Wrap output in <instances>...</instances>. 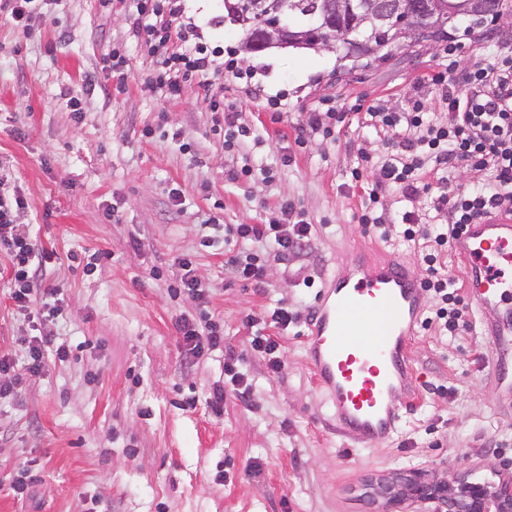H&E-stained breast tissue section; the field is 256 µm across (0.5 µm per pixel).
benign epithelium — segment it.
Segmentation results:
<instances>
[{"mask_svg": "<svg viewBox=\"0 0 512 512\" xmlns=\"http://www.w3.org/2000/svg\"><path fill=\"white\" fill-rule=\"evenodd\" d=\"M485 0H336V16L351 21L349 33L370 31L377 34L389 21H397L405 41L416 44L424 41L456 10L470 13ZM295 9V3L274 0L269 19L261 23L256 34H246L244 50L296 46L311 50H333L335 41L328 36H311L309 28L292 31L281 16ZM346 59H358L374 52L369 42L347 39ZM367 495L376 503L398 504L424 502L435 504V512H512V476L508 478L475 480L467 476L455 480L412 470L394 473L370 482Z\"/></svg>", "mask_w": 512, "mask_h": 512, "instance_id": "obj_1", "label": "benign epithelium"}]
</instances>
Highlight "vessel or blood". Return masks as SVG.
<instances>
[{
  "mask_svg": "<svg viewBox=\"0 0 512 512\" xmlns=\"http://www.w3.org/2000/svg\"><path fill=\"white\" fill-rule=\"evenodd\" d=\"M477 311L494 318L491 370L512 374V218L468 225L451 243ZM424 307L421 276L401 260H351L319 299L307 350L315 382L341 436L364 446L398 431L402 407L418 396L408 346Z\"/></svg>",
  "mask_w": 512,
  "mask_h": 512,
  "instance_id": "vessel-or-blood-1",
  "label": "vessel or blood"
}]
</instances>
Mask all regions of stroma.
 Masks as SVG:
<instances>
[{
	"label": "stroma",
	"mask_w": 512,
	"mask_h": 512,
	"mask_svg": "<svg viewBox=\"0 0 512 512\" xmlns=\"http://www.w3.org/2000/svg\"><path fill=\"white\" fill-rule=\"evenodd\" d=\"M11 8L0 0V194L26 200L16 221L53 254L44 283L59 288L66 314L43 328L69 355L27 377L19 342L31 323L10 298L11 258L0 250V353L25 379L0 405V512H377L366 483L398 471L512 474V380L493 377L491 338L473 312L461 335L424 326L414 337L421 398L392 440L354 446L333 429L309 370L307 316L354 246L415 265L422 246L381 242L358 222L368 184L350 172L360 152H379L375 136L351 124L332 141H295L321 98L399 111L412 93L430 96L425 78L448 44L465 66L512 51V17L489 32L452 28L436 42L344 61L336 51L243 53L224 0H185L184 21L232 64L224 108L259 135L251 160L275 173L244 182L204 89L169 99L147 82L153 59L132 38L123 0L107 10L98 0H32L20 21ZM115 48L126 57L119 75L104 67ZM275 95L287 111L268 108ZM285 199L312 224L310 249L270 262L263 287L234 279L224 263L239 246L225 225L279 221ZM186 253L211 288L207 310L240 359L250 401L225 384L223 352L184 357L176 318L200 308L168 286ZM283 304L302 321L267 327L281 346L274 372L251 351L243 319ZM218 386L220 418L207 402ZM25 470L35 482L22 499L13 483Z\"/></svg>",
	"instance_id": "1"
}]
</instances>
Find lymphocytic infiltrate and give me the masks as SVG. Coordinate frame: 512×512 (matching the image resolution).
Returning <instances> with one entry per match:
<instances>
[{
	"label": "lymphocytic infiltrate",
	"instance_id": "lymphocytic-infiltrate-1",
	"mask_svg": "<svg viewBox=\"0 0 512 512\" xmlns=\"http://www.w3.org/2000/svg\"><path fill=\"white\" fill-rule=\"evenodd\" d=\"M128 2L136 36L154 58L152 83L169 98L180 97L194 83L203 87L210 111L223 118L225 150L244 149L252 133L237 126L235 113L224 109V86L219 81L224 65L216 53L197 42L195 25L183 22L182 0ZM457 52V46H449L447 65L426 78L435 90V101L415 93L408 108L400 112L372 103L352 113L337 111L325 101L306 113L296 136L301 145L315 135L332 140L345 122L354 120L382 141L383 152L362 154L361 166L351 172L356 181L367 173L372 176L359 222L384 241L395 235L407 242L425 241L422 287L432 305L424 324L450 336L459 335L465 327V303L441 264L450 240L466 225L512 214V53L500 52L464 67ZM462 167L488 172L492 180L470 188L455 184L453 174ZM390 188L410 201L435 194L434 209L442 214V221L426 224L412 211L393 221L381 202L382 192ZM24 206L22 197L0 198V248L11 254L13 263L11 298L20 311L41 309L56 318L64 313L56 290L38 284L47 253L39 248L28 225L15 221L16 211ZM280 212L285 218L281 224L225 226V237L269 246L265 253L244 250L230 257L227 264L235 277L262 284L269 260H288L308 246L311 226L303 213L287 200ZM177 324L186 352L194 358L224 346V336L214 324L184 316Z\"/></svg>",
	"mask_w": 512,
	"mask_h": 512
}]
</instances>
